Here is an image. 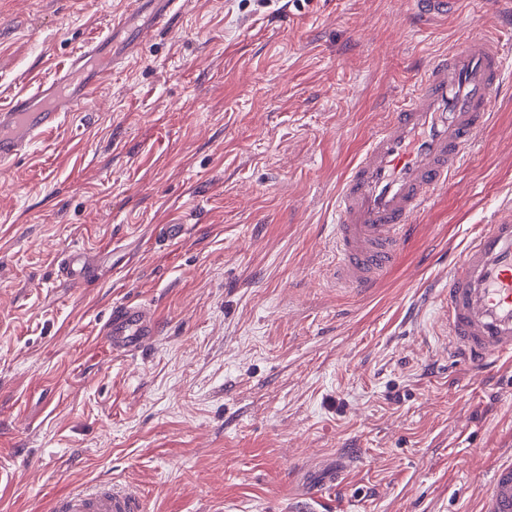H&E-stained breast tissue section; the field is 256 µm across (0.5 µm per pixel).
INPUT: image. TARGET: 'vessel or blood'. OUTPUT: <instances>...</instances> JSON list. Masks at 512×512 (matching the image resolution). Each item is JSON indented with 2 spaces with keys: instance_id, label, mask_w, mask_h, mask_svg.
Returning <instances> with one entry per match:
<instances>
[{
  "instance_id": "b4317fda",
  "label": "vessel or blood",
  "mask_w": 512,
  "mask_h": 512,
  "mask_svg": "<svg viewBox=\"0 0 512 512\" xmlns=\"http://www.w3.org/2000/svg\"><path fill=\"white\" fill-rule=\"evenodd\" d=\"M185 0H130L127 14L59 63L51 81L11 97L0 107V167L27 153L72 112L91 106L115 65L100 47L130 16L150 9L153 26L165 23ZM457 0H410L419 27L447 17ZM512 75V53L484 33L465 38L427 63L412 92L389 113L342 179L335 207L333 246L336 285L363 292L375 288L413 231L415 217L464 164L487 122L497 93ZM60 266L73 284L92 268L83 252L66 251ZM448 350L482 369L512 359V208L485 225L448 275L440 303ZM159 316L149 304L113 306L103 332L116 356L128 357L155 340ZM135 488L101 484L56 497L51 512H144ZM482 512H512V458L500 461L485 487Z\"/></svg>"
}]
</instances>
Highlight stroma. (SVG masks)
I'll return each instance as SVG.
<instances>
[{
  "label": "stroma",
  "mask_w": 512,
  "mask_h": 512,
  "mask_svg": "<svg viewBox=\"0 0 512 512\" xmlns=\"http://www.w3.org/2000/svg\"><path fill=\"white\" fill-rule=\"evenodd\" d=\"M125 7L0 0V107ZM476 31L512 50V0L424 33L408 0H188L0 170V512L100 481L146 512H479L512 363L453 360L439 303L512 204V93L372 293L336 286L331 246L358 151ZM72 248L96 260L78 288ZM129 299L161 331L116 357L98 333ZM60 266L67 279L76 285L85 283L92 274L91 265L80 249L63 253L60 257Z\"/></svg>",
  "instance_id": "35a3bbf8"
}]
</instances>
